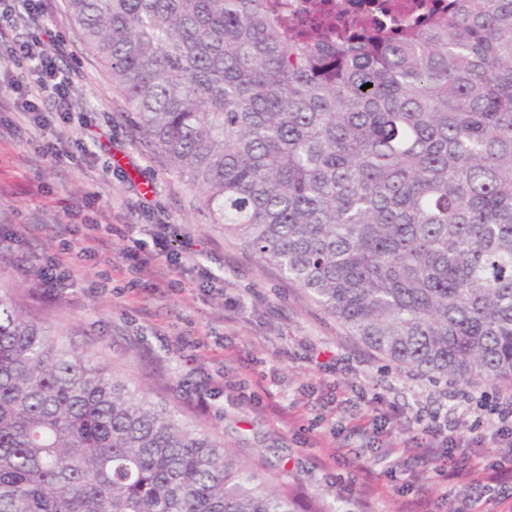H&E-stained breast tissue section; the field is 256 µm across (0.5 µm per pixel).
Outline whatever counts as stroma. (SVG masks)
<instances>
[{"instance_id": "1", "label": "stroma", "mask_w": 512, "mask_h": 512, "mask_svg": "<svg viewBox=\"0 0 512 512\" xmlns=\"http://www.w3.org/2000/svg\"><path fill=\"white\" fill-rule=\"evenodd\" d=\"M56 40L45 50L73 81L76 110L22 117L12 73L0 72V286L101 363L117 362L156 401L223 434L276 486L322 512H412L420 496L402 450L420 437L421 407L446 410L453 435L486 465L490 426L474 410L512 385L438 380L386 361L313 303L278 269L213 223L200 194L150 146L104 67L79 36L66 0H50ZM115 227L87 240L72 220ZM175 225L206 251L180 273L177 292L142 227ZM71 249L63 292L38 288L31 270ZM197 340L193 361L173 343ZM209 384L208 407L196 398ZM391 410L381 436L350 435L374 393Z\"/></svg>"}]
</instances>
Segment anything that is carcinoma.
<instances>
[{
    "mask_svg": "<svg viewBox=\"0 0 512 512\" xmlns=\"http://www.w3.org/2000/svg\"><path fill=\"white\" fill-rule=\"evenodd\" d=\"M447 2L347 40L287 0L66 5L224 233L394 364L512 382V0ZM0 512L302 510L0 287Z\"/></svg>",
    "mask_w": 512,
    "mask_h": 512,
    "instance_id": "obj_1",
    "label": "carcinoma"
}]
</instances>
